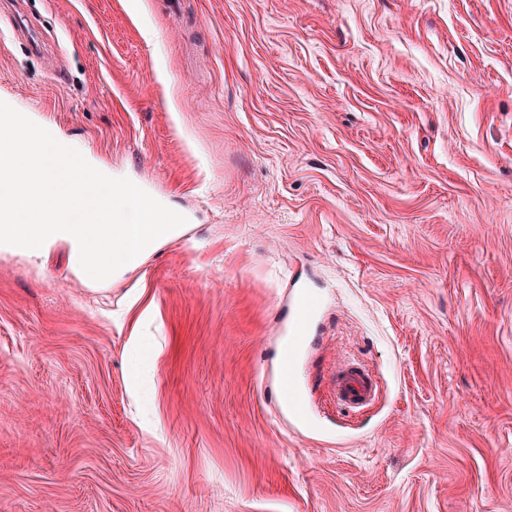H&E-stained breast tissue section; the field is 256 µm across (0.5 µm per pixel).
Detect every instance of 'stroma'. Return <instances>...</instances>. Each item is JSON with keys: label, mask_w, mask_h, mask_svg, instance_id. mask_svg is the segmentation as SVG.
<instances>
[{"label": "stroma", "mask_w": 512, "mask_h": 512, "mask_svg": "<svg viewBox=\"0 0 512 512\" xmlns=\"http://www.w3.org/2000/svg\"><path fill=\"white\" fill-rule=\"evenodd\" d=\"M26 14L0 101L187 222L101 282L0 246V512H512V0ZM318 304L307 295L301 294L295 305L290 334L300 337L304 334L308 320L316 313ZM331 389L336 398V406L348 412H357L372 402L376 385L364 366L348 361L333 371ZM277 389L279 395L288 403L290 414L295 419L301 420L305 406L297 401L298 384L290 363H283L281 366L277 377Z\"/></svg>", "instance_id": "stroma-1"}]
</instances>
